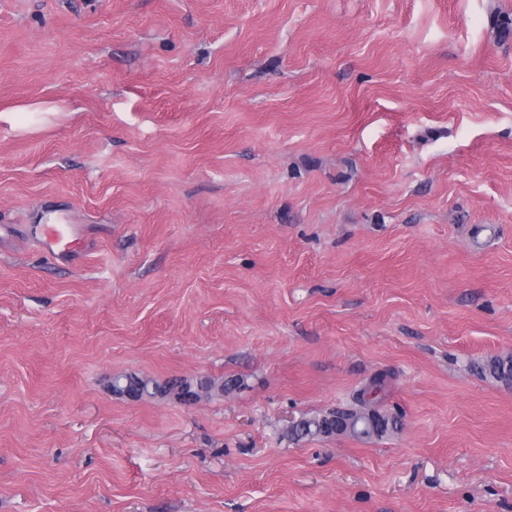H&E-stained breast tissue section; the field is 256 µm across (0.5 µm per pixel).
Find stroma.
<instances>
[{"mask_svg":"<svg viewBox=\"0 0 512 512\" xmlns=\"http://www.w3.org/2000/svg\"><path fill=\"white\" fill-rule=\"evenodd\" d=\"M506 13L0 0V512H512ZM485 378L494 381L512 382V353L494 355L476 366ZM232 386H235L232 380L224 382V380L207 379L197 381L196 384L187 381H175L167 385H160L153 379L132 374H121L116 377V387L119 394H122L123 390L133 391L137 393L136 399L140 400L154 398L157 395L163 396L170 394H174L183 399L184 394L190 393L193 395L194 400L199 401L202 398L224 395ZM386 376L377 374L359 391L357 407L338 409L322 415L302 417L287 428L288 438L300 441L306 438L331 437L348 434L361 439L383 437L398 429V420L381 413L379 394L386 386Z\"/></svg>","mask_w":512,"mask_h":512,"instance_id":"1","label":"stroma"}]
</instances>
